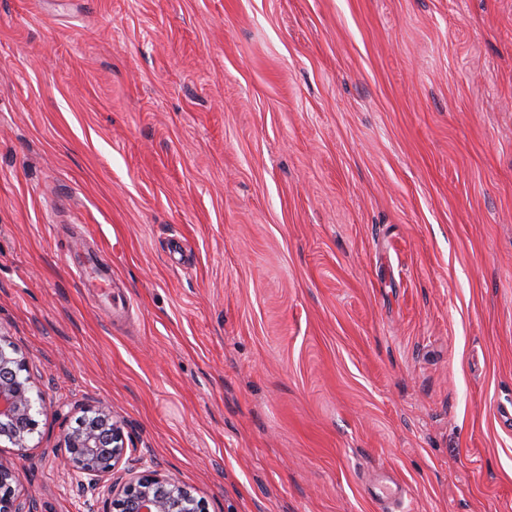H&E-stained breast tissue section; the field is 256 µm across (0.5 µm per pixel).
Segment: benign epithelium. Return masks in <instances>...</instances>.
Wrapping results in <instances>:
<instances>
[{
	"label": "benign epithelium",
	"mask_w": 512,
	"mask_h": 512,
	"mask_svg": "<svg viewBox=\"0 0 512 512\" xmlns=\"http://www.w3.org/2000/svg\"><path fill=\"white\" fill-rule=\"evenodd\" d=\"M18 348L0 335V443L25 456L38 431L44 400L35 389ZM58 417L76 416L62 426L54 453L77 491V512H205L203 501L173 475L121 468L136 448L124 424L102 401L77 403ZM19 471L0 459V512H38L35 501L20 495Z\"/></svg>",
	"instance_id": "benign-epithelium-1"
}]
</instances>
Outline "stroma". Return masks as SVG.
I'll use <instances>...</instances> for the list:
<instances>
[{"label":"stroma","instance_id":"stroma-1","mask_svg":"<svg viewBox=\"0 0 512 512\" xmlns=\"http://www.w3.org/2000/svg\"><path fill=\"white\" fill-rule=\"evenodd\" d=\"M0 334L39 512L89 398L207 512H512V0H0ZM81 288L92 291L100 306L108 309L109 298L102 288H110L112 284V266L105 263L99 251H87L83 267L78 272ZM43 412V397L35 389L24 358L0 335V444L8 443L20 456H27L32 448L29 442L38 431L37 416Z\"/></svg>","mask_w":512,"mask_h":512}]
</instances>
